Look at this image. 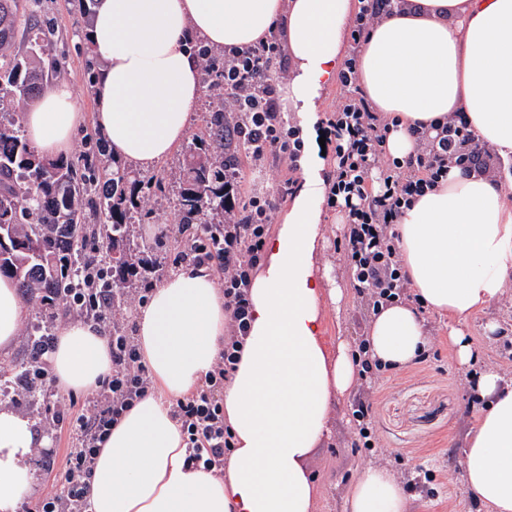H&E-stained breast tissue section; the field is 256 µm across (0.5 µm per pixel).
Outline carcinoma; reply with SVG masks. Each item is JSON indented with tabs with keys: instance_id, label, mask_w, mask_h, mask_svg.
I'll return each instance as SVG.
<instances>
[{
	"instance_id": "obj_1",
	"label": "carcinoma",
	"mask_w": 512,
	"mask_h": 512,
	"mask_svg": "<svg viewBox=\"0 0 512 512\" xmlns=\"http://www.w3.org/2000/svg\"><path fill=\"white\" fill-rule=\"evenodd\" d=\"M20 0H0V276L15 280L22 295L48 314L67 304L80 278L86 287L120 290L145 272L144 250L131 245L140 222V193L154 177L119 165L81 173L66 158L46 159L26 140L16 105L40 96L48 73L32 58L52 48L36 34L30 51L8 57L15 43ZM235 121L219 107L204 117V131L186 146L174 178L179 223L188 231L181 253L194 248V229L210 231L218 247L224 223V127Z\"/></svg>"
}]
</instances>
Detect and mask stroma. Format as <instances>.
Here are the masks:
<instances>
[{
  "mask_svg": "<svg viewBox=\"0 0 512 512\" xmlns=\"http://www.w3.org/2000/svg\"><path fill=\"white\" fill-rule=\"evenodd\" d=\"M54 29L53 49L44 59L54 69V80L68 81L74 88L84 114V122L74 137L69 157L79 164L95 168L105 161L94 152L100 133L93 121L95 99L89 82L94 60L84 38L87 17L83 0H26L18 17V35L14 44L17 53H25L34 34L29 15ZM239 191H274L288 183H298L299 168L287 159L270 160L265 171L255 172L248 158H241ZM149 204L140 224L135 225V243L146 246V256L153 270L144 279L150 288L180 265L175 240L180 226L172 203L155 187L142 190ZM346 226L335 209L323 210L322 231L326 239L323 261L331 269V277L343 289L339 308L326 310L328 343L343 339L351 348L363 340L371 313L360 304V295L336 249ZM44 315L35 304H28L26 316L15 346L0 353V404L33 421L38 437L51 441L48 450L52 462L40 456L30 460L38 482L22 499L25 506H34L64 479L63 460L70 446L66 432L49 423L48 399L43 391L22 392L16 367L30 355L32 334ZM431 343L423 361L398 370L364 377L351 393L339 397L333 411L332 435L314 449L307 469L318 488L315 512H344L348 490L360 470L370 464L381 465L400 480L407 502V512H487L474 501L462 482L463 450L466 445L468 418L475 406L473 377L494 369L512 378V285L496 304L473 313L462 331L478 352L477 361L459 366L448 344L450 320L438 315L427 318ZM370 407L377 436L372 448L358 447L357 422L354 412L359 404Z\"/></svg>",
  "mask_w": 512,
  "mask_h": 512,
  "instance_id": "1",
  "label": "stroma"
}]
</instances>
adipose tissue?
Returning a JSON list of instances; mask_svg holds the SVG:
<instances>
[{
    "label": "adipose tissue",
    "mask_w": 512,
    "mask_h": 512,
    "mask_svg": "<svg viewBox=\"0 0 512 512\" xmlns=\"http://www.w3.org/2000/svg\"><path fill=\"white\" fill-rule=\"evenodd\" d=\"M352 9V0H96L86 29L101 64L95 123L117 159L145 173L182 143L203 97L198 46L245 47L279 22L292 62L283 95L310 163L250 282L249 330L224 386L234 447L223 476L186 465L170 415L224 347V293L213 271L185 264L137 311L138 348L155 390L123 412L99 451L91 512H314L318 489L306 461L329 439L336 399L359 376L347 347L324 336L325 310L343 293L319 263L326 182L313 161L317 101L341 68ZM359 82L375 110L400 121L387 143L392 157L414 152L411 128L458 113L476 139L512 161V0H400L362 46ZM82 122L64 81L23 115L30 145L49 158L67 154ZM511 196L512 176L453 168L405 210L399 246L418 301L373 315L371 359L391 368L415 362L428 342L426 309L454 320L448 343L459 363L476 359L459 325L512 282ZM23 310L16 283L0 277V353L14 345ZM49 362L60 388L89 394L111 373L112 348L100 325L76 319L59 330ZM475 389L482 405L467 433L463 479L490 512H512V381L488 370ZM37 445L31 421L0 405V512H14L31 490ZM345 512H406L400 482L386 468L367 467Z\"/></svg>",
    "instance_id": "1"
}]
</instances>
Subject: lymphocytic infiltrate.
Segmentation results:
<instances>
[{
    "mask_svg": "<svg viewBox=\"0 0 512 512\" xmlns=\"http://www.w3.org/2000/svg\"><path fill=\"white\" fill-rule=\"evenodd\" d=\"M390 5L391 0H357L350 39L354 54L339 73L342 96L326 121L336 156L327 204L346 215L347 268L365 305L375 310L411 298L396 232L405 209L447 179L450 169L469 170L489 154L466 122L453 118L413 129L418 149L406 160L388 154L387 139L398 121L375 112L363 94L355 54ZM282 53L277 35L272 34L224 55V109L244 116L242 122L225 128L224 140L257 169L265 168L271 158L295 156L300 148L278 100ZM274 211L267 193L229 201L218 261L224 272L228 315L224 348L191 396L172 407V417L185 435L187 463L216 476L224 473L233 439L224 423V383L236 369L238 346L248 330L251 274L262 259L266 226ZM111 345L112 372L101 380L90 413L56 412V422L66 424L71 440L65 489L45 496L34 512H90L87 484L101 444L121 413L152 390L150 373L133 338L116 329Z\"/></svg>",
    "mask_w": 512,
    "mask_h": 512,
    "instance_id": "f902f5d3",
    "label": "lymphocytic infiltrate"
}]
</instances>
